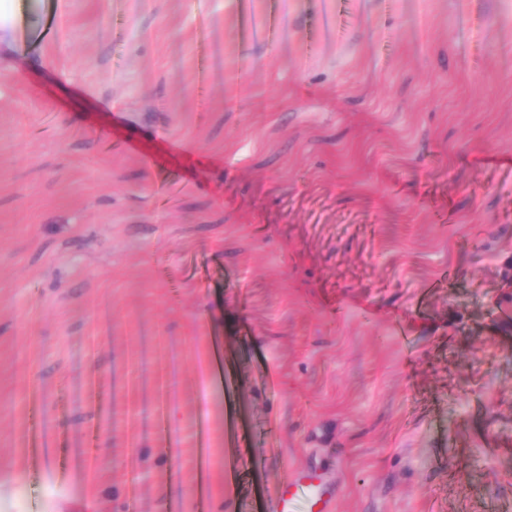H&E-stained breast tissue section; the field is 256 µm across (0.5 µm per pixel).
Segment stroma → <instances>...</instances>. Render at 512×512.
I'll return each instance as SVG.
<instances>
[{"instance_id": "35a3bbf8", "label": "stroma", "mask_w": 512, "mask_h": 512, "mask_svg": "<svg viewBox=\"0 0 512 512\" xmlns=\"http://www.w3.org/2000/svg\"><path fill=\"white\" fill-rule=\"evenodd\" d=\"M7 8L1 501L512 512V0ZM279 484L282 492L274 505V512H295V505L300 499L328 504L339 497L337 486L321 482L307 469L286 471Z\"/></svg>"}]
</instances>
